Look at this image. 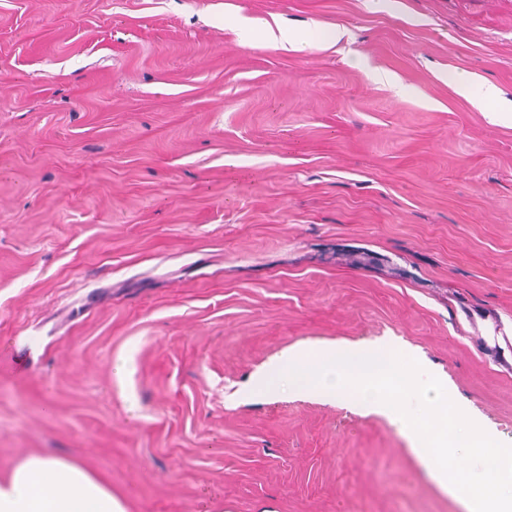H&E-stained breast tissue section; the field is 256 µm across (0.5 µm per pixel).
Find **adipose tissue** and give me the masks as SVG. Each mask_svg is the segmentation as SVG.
Segmentation results:
<instances>
[{
	"instance_id": "1",
	"label": "adipose tissue",
	"mask_w": 512,
	"mask_h": 512,
	"mask_svg": "<svg viewBox=\"0 0 512 512\" xmlns=\"http://www.w3.org/2000/svg\"><path fill=\"white\" fill-rule=\"evenodd\" d=\"M453 83L490 123L512 127V100L494 82L465 72ZM0 512H128L125 500L77 462L31 455L0 479Z\"/></svg>"
}]
</instances>
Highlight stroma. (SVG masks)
<instances>
[{
	"label": "stroma",
	"mask_w": 512,
	"mask_h": 512,
	"mask_svg": "<svg viewBox=\"0 0 512 512\" xmlns=\"http://www.w3.org/2000/svg\"><path fill=\"white\" fill-rule=\"evenodd\" d=\"M461 71L512 99V0H0V476L67 458L129 512H465L389 414L247 393L292 349L391 348L512 445L486 346L512 127ZM453 83L460 94L473 100L479 109L493 105L492 112H482L490 123L512 127V101L506 98L505 92L494 82L479 79L466 72H458Z\"/></svg>",
	"instance_id": "stroma-1"
}]
</instances>
